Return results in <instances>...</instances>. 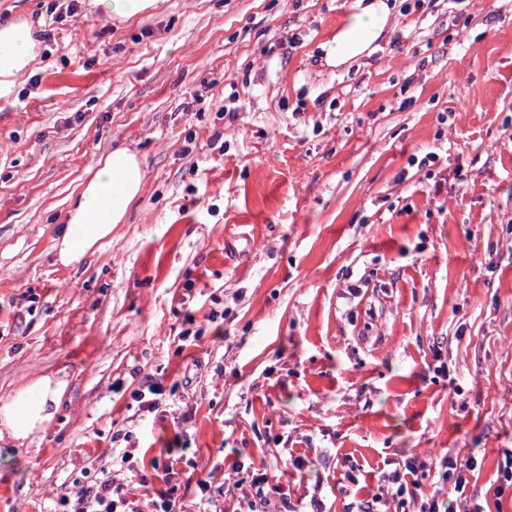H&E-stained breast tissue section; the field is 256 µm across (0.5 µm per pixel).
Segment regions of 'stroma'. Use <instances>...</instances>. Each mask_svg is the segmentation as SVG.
<instances>
[{"label":"stroma","mask_w":512,"mask_h":512,"mask_svg":"<svg viewBox=\"0 0 512 512\" xmlns=\"http://www.w3.org/2000/svg\"><path fill=\"white\" fill-rule=\"evenodd\" d=\"M49 2L0 0L50 35L0 100V402L42 374L68 386L0 466V512H66L116 446L178 448L187 508L237 458L274 475L273 504L326 512L409 458L450 493L440 460L475 450L467 501L512 512L493 494L512 455V0H390L391 36L337 69L321 46L354 0H158L124 22ZM117 147L144 194L99 254L56 264L70 197ZM148 374L166 409L134 401Z\"/></svg>","instance_id":"obj_1"}]
</instances>
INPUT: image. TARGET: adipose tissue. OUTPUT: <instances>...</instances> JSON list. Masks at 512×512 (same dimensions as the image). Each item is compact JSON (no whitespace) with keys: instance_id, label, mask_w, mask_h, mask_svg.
Returning a JSON list of instances; mask_svg holds the SVG:
<instances>
[{"instance_id":"ef3b65f1","label":"adipose tissue","mask_w":512,"mask_h":512,"mask_svg":"<svg viewBox=\"0 0 512 512\" xmlns=\"http://www.w3.org/2000/svg\"><path fill=\"white\" fill-rule=\"evenodd\" d=\"M391 25L387 0H356L348 21L323 44V63L338 67L369 57ZM37 33L27 19H0V100L16 98L39 53ZM145 186L146 170L136 152L117 148L99 157L70 200L64 231L54 246L58 263L74 268L98 253L117 225L124 223ZM66 388L65 376L43 375L0 402V447L5 450L0 461L11 462V449L27 447L44 431Z\"/></svg>"}]
</instances>
